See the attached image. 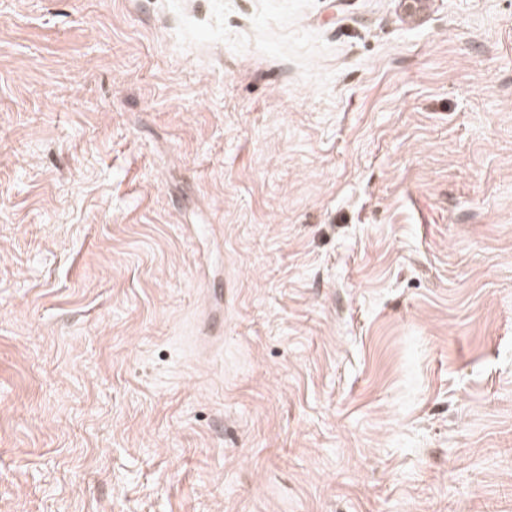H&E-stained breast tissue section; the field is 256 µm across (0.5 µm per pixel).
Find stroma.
I'll use <instances>...</instances> for the list:
<instances>
[{"label":"stroma","mask_w":512,"mask_h":512,"mask_svg":"<svg viewBox=\"0 0 512 512\" xmlns=\"http://www.w3.org/2000/svg\"><path fill=\"white\" fill-rule=\"evenodd\" d=\"M0 512H512V0H0Z\"/></svg>","instance_id":"1"}]
</instances>
